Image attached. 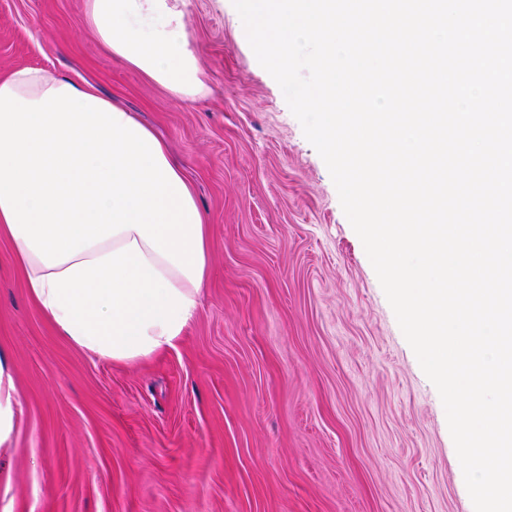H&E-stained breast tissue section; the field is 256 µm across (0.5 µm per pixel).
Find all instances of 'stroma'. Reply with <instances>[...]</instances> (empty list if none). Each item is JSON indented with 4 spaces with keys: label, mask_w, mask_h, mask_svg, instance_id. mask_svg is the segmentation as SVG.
Instances as JSON below:
<instances>
[{
    "label": "stroma",
    "mask_w": 512,
    "mask_h": 512,
    "mask_svg": "<svg viewBox=\"0 0 512 512\" xmlns=\"http://www.w3.org/2000/svg\"><path fill=\"white\" fill-rule=\"evenodd\" d=\"M85 4L0 0V78L44 67L137 113L195 187L209 277L176 348L114 363L56 332L0 237L22 406L0 512H474L440 396L232 0H183L194 103L112 58Z\"/></svg>",
    "instance_id": "stroma-1"
}]
</instances>
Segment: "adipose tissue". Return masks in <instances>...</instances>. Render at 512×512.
Instances as JSON below:
<instances>
[{
  "instance_id": "obj_1",
  "label": "adipose tissue",
  "mask_w": 512,
  "mask_h": 512,
  "mask_svg": "<svg viewBox=\"0 0 512 512\" xmlns=\"http://www.w3.org/2000/svg\"><path fill=\"white\" fill-rule=\"evenodd\" d=\"M112 57L181 101L208 92L177 0H87ZM29 295L72 345L135 363L172 348L197 315L209 224L167 145L92 87L26 66L0 79V236ZM20 414L0 351V447Z\"/></svg>"
}]
</instances>
